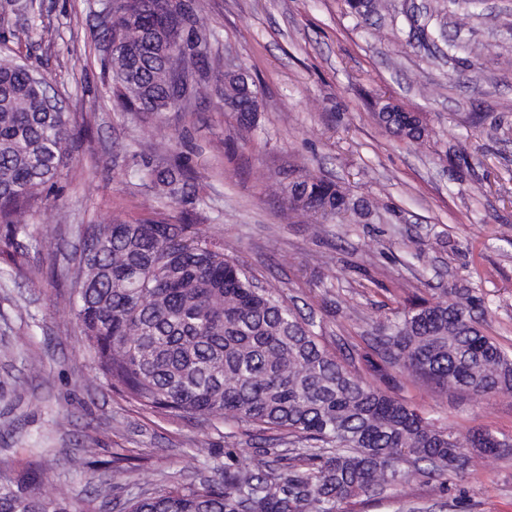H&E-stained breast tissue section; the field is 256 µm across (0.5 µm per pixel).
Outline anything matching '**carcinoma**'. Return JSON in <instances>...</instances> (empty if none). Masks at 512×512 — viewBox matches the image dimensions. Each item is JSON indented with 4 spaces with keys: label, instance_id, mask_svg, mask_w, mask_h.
Wrapping results in <instances>:
<instances>
[{
    "label": "carcinoma",
    "instance_id": "obj_1",
    "mask_svg": "<svg viewBox=\"0 0 512 512\" xmlns=\"http://www.w3.org/2000/svg\"><path fill=\"white\" fill-rule=\"evenodd\" d=\"M204 22L189 0H119L106 29L112 50L102 71L130 112H169L210 92ZM24 62L0 58V224L8 241L26 232L86 129L49 112ZM224 105L257 112L247 76L227 72ZM397 105L376 120L394 136L422 140L421 120L401 123ZM153 195L183 194L192 171L180 160L147 170ZM290 207L334 216L349 207L339 186L304 176ZM164 221L92 224L70 279L73 312L108 385L141 409L169 416L252 425L312 441V468L276 470L268 452L224 464L217 484L174 486L128 501L126 512H339L346 500L393 488L413 476L448 480L481 466L503 445L477 430L465 438L352 372L320 342L313 323L273 288L258 286L224 255V241ZM482 297L448 293L415 303L382 325L386 368L464 390L477 398L512 394V350L485 335ZM0 512H92L36 471L0 470Z\"/></svg>",
    "mask_w": 512,
    "mask_h": 512
}]
</instances>
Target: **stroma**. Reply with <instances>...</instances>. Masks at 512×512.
I'll return each mask as SVG.
<instances>
[{
    "instance_id": "35a3bbf8",
    "label": "stroma",
    "mask_w": 512,
    "mask_h": 512,
    "mask_svg": "<svg viewBox=\"0 0 512 512\" xmlns=\"http://www.w3.org/2000/svg\"><path fill=\"white\" fill-rule=\"evenodd\" d=\"M4 2L0 57L49 74L89 135L50 201L33 207L20 266L0 259V467L38 470L77 504L124 512L135 496L221 481L228 455L303 450L274 431L146 412L106 384L63 277L90 224L190 220L311 316L322 344L366 377L382 322L459 288L483 297L485 334L512 349V0H375L365 15L346 0H192L212 33L210 80L230 62L258 90L248 130L215 93L160 115L114 108L101 74L103 0H32L26 13ZM378 100L419 114L428 137L390 134L373 118ZM177 155L195 172L187 203L156 199L139 173ZM305 174L366 201L368 213L288 211L283 188ZM379 385L458 435L512 439V395L479 400L398 373ZM75 455L94 469L73 468ZM118 457L126 470L116 478ZM404 506L512 512V447L478 474L415 479L343 510Z\"/></svg>"
}]
</instances>
